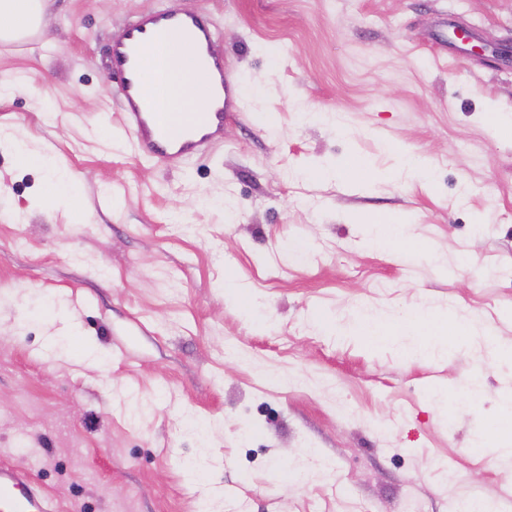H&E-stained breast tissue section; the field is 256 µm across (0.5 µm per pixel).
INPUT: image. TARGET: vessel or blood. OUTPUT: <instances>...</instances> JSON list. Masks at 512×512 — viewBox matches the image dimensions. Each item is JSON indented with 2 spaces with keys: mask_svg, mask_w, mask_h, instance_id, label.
<instances>
[{
  "mask_svg": "<svg viewBox=\"0 0 512 512\" xmlns=\"http://www.w3.org/2000/svg\"><path fill=\"white\" fill-rule=\"evenodd\" d=\"M176 33L190 39L198 62L216 89L209 111L186 114L187 129L178 137L154 112L144 77L146 52ZM213 37L212 24L199 14L159 9L142 14L113 41L111 61L120 77L123 127L136 151L171 163L208 149L220 135L224 116L233 104L234 87L223 59L211 53ZM0 512H53V506L34 489L22 468L1 465Z\"/></svg>",
  "mask_w": 512,
  "mask_h": 512,
  "instance_id": "1",
  "label": "vessel or blood"
}]
</instances>
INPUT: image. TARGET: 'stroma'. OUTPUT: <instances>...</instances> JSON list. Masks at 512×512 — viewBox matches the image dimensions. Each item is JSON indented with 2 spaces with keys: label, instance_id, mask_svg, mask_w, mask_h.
<instances>
[{
  "label": "stroma",
  "instance_id": "1",
  "mask_svg": "<svg viewBox=\"0 0 512 512\" xmlns=\"http://www.w3.org/2000/svg\"><path fill=\"white\" fill-rule=\"evenodd\" d=\"M153 9L212 22L236 89L175 164L117 120L110 47ZM510 44L512 0H50L0 41V133L74 179L46 204L47 171L0 151V462L57 512H512L469 448L512 391ZM381 215L409 243L371 248ZM362 308L445 309L503 355L403 358ZM477 365L483 399L441 415Z\"/></svg>",
  "mask_w": 512,
  "mask_h": 512
}]
</instances>
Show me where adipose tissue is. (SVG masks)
<instances>
[{
	"label": "adipose tissue",
	"mask_w": 512,
	"mask_h": 512,
	"mask_svg": "<svg viewBox=\"0 0 512 512\" xmlns=\"http://www.w3.org/2000/svg\"><path fill=\"white\" fill-rule=\"evenodd\" d=\"M47 4L48 0H0V39L14 40L39 28ZM174 44V50L160 46L146 56V90L168 123L179 121L181 113L203 111L207 95L206 79L193 67L189 41L178 38ZM0 150L15 153L50 172L48 203L70 202L72 188L66 169L56 165L48 151H29L13 137L0 139ZM363 330L374 343L400 348L405 347L407 338H414L417 350H430L435 359L447 353L450 345L465 346L472 335L468 324L439 311L395 315L366 323ZM506 420L512 423L511 394L500 396L496 419L485 422L474 440L475 445L488 450L490 464L496 468L512 465V426L503 428Z\"/></svg>",
	"instance_id": "1"
}]
</instances>
